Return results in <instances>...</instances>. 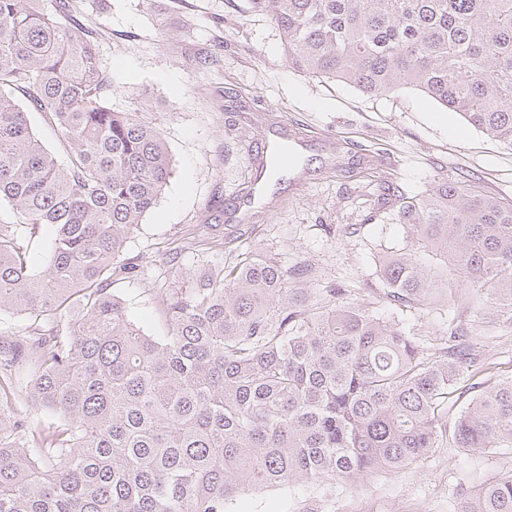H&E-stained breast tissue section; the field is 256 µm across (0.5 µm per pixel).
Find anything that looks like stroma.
I'll list each match as a JSON object with an SVG mask.
<instances>
[{
  "label": "stroma",
  "mask_w": 512,
  "mask_h": 512,
  "mask_svg": "<svg viewBox=\"0 0 512 512\" xmlns=\"http://www.w3.org/2000/svg\"><path fill=\"white\" fill-rule=\"evenodd\" d=\"M92 36L118 111L140 112L164 138L173 174L125 251L135 271L111 289L147 334L165 327L155 296L188 287L170 265L203 273L250 251L311 265L316 284L348 289L427 344L455 320L478 334L483 372L448 400L456 417L488 384L512 376V329L484 335L470 307L395 306L379 263L408 245L380 194L434 181L475 185L512 201V150L420 92L368 96L289 66L280 33L247 0H70ZM213 55L210 66L200 57ZM290 166L274 167V146ZM512 471V448L436 449L413 469L359 486L299 484L244 494L229 512H458L463 491Z\"/></svg>",
  "instance_id": "stroma-1"
}]
</instances>
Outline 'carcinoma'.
<instances>
[{"mask_svg":"<svg viewBox=\"0 0 512 512\" xmlns=\"http://www.w3.org/2000/svg\"><path fill=\"white\" fill-rule=\"evenodd\" d=\"M288 64L364 94L419 91L512 149V0H248ZM69 0H0V512H227L247 492L399 473L443 445L512 447V378L448 423L478 374L472 331L430 353L398 323L314 285L312 266L252 253L160 294L146 334L108 281L173 173L159 132L110 104ZM57 128L62 167L25 107ZM415 245L383 259L386 297L473 306L512 328V204L438 182L397 187ZM55 230L48 265L28 248ZM52 421L34 424L29 413ZM460 512H512V473ZM51 235L49 228H42L39 235L35 238L29 251V264L35 270L40 271L43 269L49 261V250L47 247L48 239Z\"/></svg>","mask_w":512,"mask_h":512,"instance_id":"carcinoma-1","label":"carcinoma"}]
</instances>
